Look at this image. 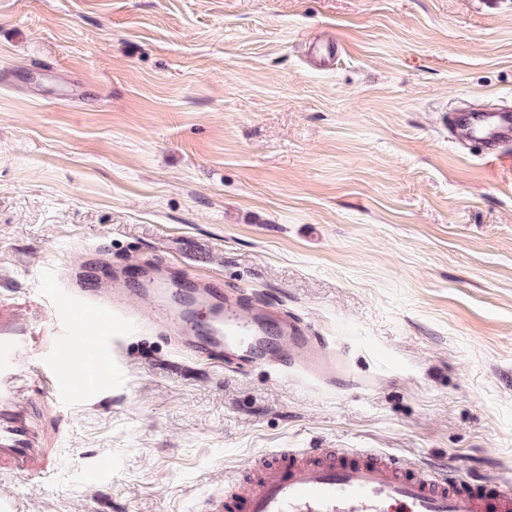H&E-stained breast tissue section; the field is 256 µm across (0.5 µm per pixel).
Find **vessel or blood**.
<instances>
[{"label": "vessel or blood", "instance_id": "obj_1", "mask_svg": "<svg viewBox=\"0 0 512 512\" xmlns=\"http://www.w3.org/2000/svg\"><path fill=\"white\" fill-rule=\"evenodd\" d=\"M460 140L485 141L489 160L512 140V109H451ZM148 301L149 319L190 359L241 369L300 368L335 383L347 367L325 337L276 311H245L240 298L189 273L142 274L112 285L111 268L84 262L68 288L0 301V499L18 479L48 478L70 427V408L97 360L111 380L112 347L136 324L129 302ZM253 479L224 490L201 512H512V493L486 478L459 476L444 461L407 463L373 448H280L254 461Z\"/></svg>", "mask_w": 512, "mask_h": 512}]
</instances>
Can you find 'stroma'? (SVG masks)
I'll use <instances>...</instances> for the list:
<instances>
[{"label": "stroma", "instance_id": "stroma-1", "mask_svg": "<svg viewBox=\"0 0 512 512\" xmlns=\"http://www.w3.org/2000/svg\"><path fill=\"white\" fill-rule=\"evenodd\" d=\"M454 102L512 107V0H0V299L150 256L311 324L362 382L135 333L20 512H196L277 448L512 491V168L452 138Z\"/></svg>", "mask_w": 512, "mask_h": 512}]
</instances>
